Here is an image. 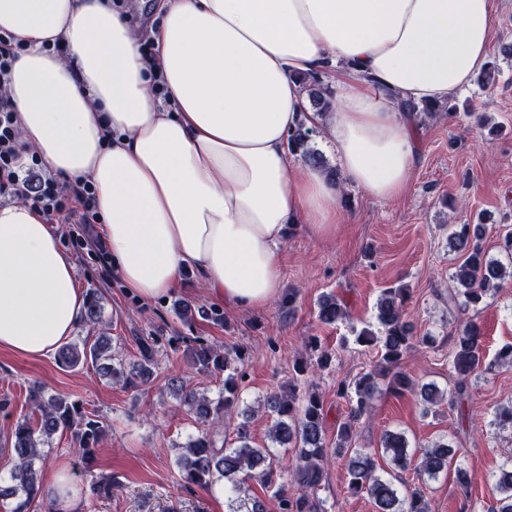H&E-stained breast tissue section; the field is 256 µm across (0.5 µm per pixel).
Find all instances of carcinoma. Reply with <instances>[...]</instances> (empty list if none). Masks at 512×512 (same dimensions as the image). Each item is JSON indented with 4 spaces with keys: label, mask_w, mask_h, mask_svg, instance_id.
Listing matches in <instances>:
<instances>
[{
    "label": "carcinoma",
    "mask_w": 512,
    "mask_h": 512,
    "mask_svg": "<svg viewBox=\"0 0 512 512\" xmlns=\"http://www.w3.org/2000/svg\"><path fill=\"white\" fill-rule=\"evenodd\" d=\"M303 82L312 105L321 111L328 110L330 102L325 98L320 80L306 76ZM311 134L312 130L298 127L291 134L288 146L292 153L301 155L306 164L322 168V155L309 146ZM482 239L480 224L451 227L449 245L462 258L452 274L458 287L449 290L446 296L438 295L450 309L465 311L477 307L512 276L503 265L487 258ZM408 296L409 289L400 286L382 290L377 303V327L352 330V343L376 351L380 369L363 372L349 383L337 384L336 396L349 399V411L337 425L334 447L326 444L324 400L316 391L311 379L314 370L309 366H296V377L288 382V392H271L266 396L267 409L276 417L269 432L270 442L295 450L288 465L295 492L285 493L278 483L280 474L271 448L252 446L246 410L239 412L243 421L236 426L234 440H228L218 431H203L179 446L177 466L181 478L206 489L224 481L229 512H265L263 502L251 494L254 481L269 492L279 512H324L317 493L324 481L325 466L343 458L349 492L366 495L375 512H433L431 501L422 489L399 493L394 472L402 473L411 468L420 476L435 479L448 470L457 456L458 449L452 444L440 440L413 452L402 434L386 432L381 437L380 449L351 450L356 425L373 407L380 376L389 377L388 388L393 394L418 396L425 405L445 401L452 408L470 400L465 379L479 367L483 353L481 329L471 320L460 325L451 351L453 368L462 376L454 389L445 393L433 384L421 383L398 370L401 360L413 347L412 328L404 319ZM317 317L323 324H335L348 318L347 307L335 294L329 293L320 298ZM84 323L93 327L102 325L101 297L95 292L86 297ZM176 340L186 345L190 367L197 373L224 375V387L218 397L210 399L203 393L183 390L180 395L183 406L203 423L211 418L222 419L237 410L242 401L243 378L237 363L245 359V353L238 348L230 352L200 336H178ZM156 345L157 340L152 336L138 338L141 361L128 370L118 353L112 352L111 339L101 333L63 344L57 351V362L71 370L90 363L114 383L135 388L152 375ZM309 347L316 353L314 366L321 371L329 368L332 353L321 348L314 337ZM30 401L38 422L35 425L28 421L17 423L12 434V466L8 477L0 478V507H5L6 512H32L33 502L42 494L35 463L44 456V447L49 445L53 434L59 430L69 432L72 442L89 463L103 433V425L94 419V414H86L78 404L68 402L61 395L47 396L35 385ZM377 455L388 460L391 472L385 475L379 472ZM495 487L500 497L490 512H512V468L501 470Z\"/></svg>",
    "instance_id": "obj_1"
}]
</instances>
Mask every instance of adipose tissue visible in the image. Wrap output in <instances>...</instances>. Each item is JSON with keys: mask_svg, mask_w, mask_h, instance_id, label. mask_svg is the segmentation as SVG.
I'll use <instances>...</instances> for the list:
<instances>
[{"mask_svg": "<svg viewBox=\"0 0 512 512\" xmlns=\"http://www.w3.org/2000/svg\"><path fill=\"white\" fill-rule=\"evenodd\" d=\"M493 7L158 0L162 20L143 33L111 0H0V31L29 46L10 81L21 140L51 172L94 185L124 287L151 301L194 269L212 298L254 309L281 290L290 226L327 234L339 222V187L290 162L293 131L319 129L343 183L400 197L418 154L401 103L470 86L489 61ZM55 38L68 59L42 51ZM315 72L339 89L338 110H308L302 79ZM84 305L56 225L23 202L0 205V348L53 354Z\"/></svg>", "mask_w": 512, "mask_h": 512, "instance_id": "ef3b65f1", "label": "adipose tissue"}]
</instances>
